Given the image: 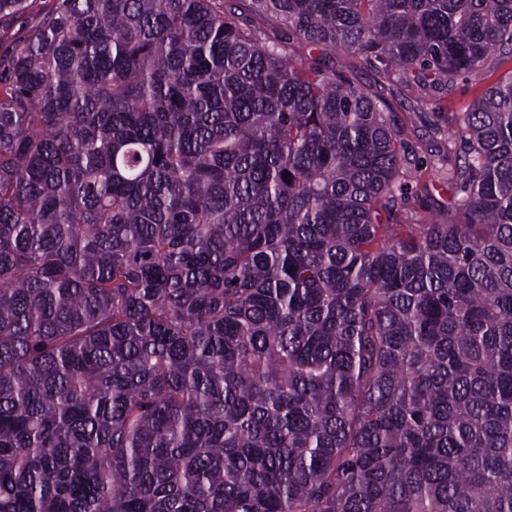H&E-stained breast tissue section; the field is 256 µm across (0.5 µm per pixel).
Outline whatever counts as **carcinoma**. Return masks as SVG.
<instances>
[{
	"label": "carcinoma",
	"mask_w": 512,
	"mask_h": 512,
	"mask_svg": "<svg viewBox=\"0 0 512 512\" xmlns=\"http://www.w3.org/2000/svg\"><path fill=\"white\" fill-rule=\"evenodd\" d=\"M294 43L449 93L512 0H54L0 54V512H512V71L425 173ZM441 172L465 221L400 223Z\"/></svg>",
	"instance_id": "obj_1"
}]
</instances>
